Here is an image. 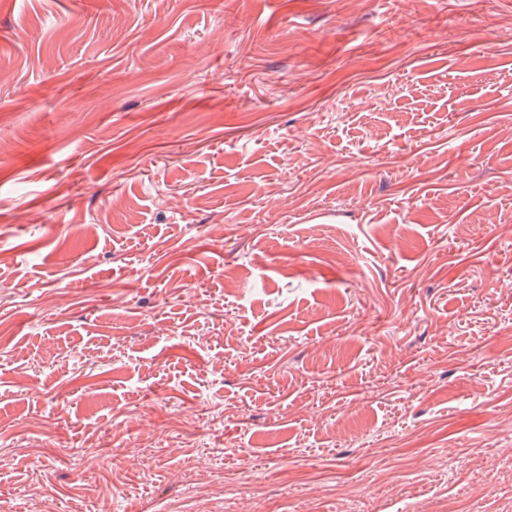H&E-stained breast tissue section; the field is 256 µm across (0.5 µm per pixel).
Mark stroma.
<instances>
[{
  "instance_id": "35a3bbf8",
  "label": "stroma",
  "mask_w": 512,
  "mask_h": 512,
  "mask_svg": "<svg viewBox=\"0 0 512 512\" xmlns=\"http://www.w3.org/2000/svg\"><path fill=\"white\" fill-rule=\"evenodd\" d=\"M0 512H502L512 0H0Z\"/></svg>"
}]
</instances>
